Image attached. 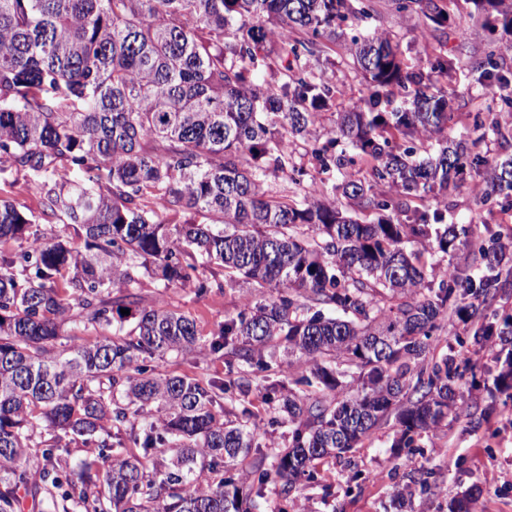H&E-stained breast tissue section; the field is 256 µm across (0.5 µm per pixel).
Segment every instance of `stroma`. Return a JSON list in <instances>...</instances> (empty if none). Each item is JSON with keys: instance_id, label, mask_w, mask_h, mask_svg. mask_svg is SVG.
Instances as JSON below:
<instances>
[{"instance_id": "obj_1", "label": "stroma", "mask_w": 512, "mask_h": 512, "mask_svg": "<svg viewBox=\"0 0 512 512\" xmlns=\"http://www.w3.org/2000/svg\"><path fill=\"white\" fill-rule=\"evenodd\" d=\"M370 2L377 12L375 27L399 41L406 67L428 73V56L412 21L394 10L392 0ZM460 23L467 29L466 38H459L453 28L440 35L446 51L463 45L479 53L491 44H512V37L503 31L491 33L473 27L465 16ZM341 31L331 61L323 69L341 87L343 94L336 107L344 110L358 102L365 90L346 49L354 33L353 23H344ZM448 90L455 98L449 138L457 139L471 131L475 117L487 119L501 112L500 90L486 86L476 76H454ZM448 221L507 228L512 226V212L482 203L474 192L464 190L449 193ZM202 273L210 284L205 295H196L191 287L164 288L148 278L140 294L144 302L194 317L202 336L210 337L225 318L241 310L249 286L223 287L224 273L215 266L203 268ZM154 367L160 372L205 378H220L225 372L223 361L206 352L185 357L169 355L155 360ZM498 371L491 354L481 356L478 386L471 397L459 402L457 419L446 428L422 433L412 454L395 457L397 425L392 420L382 424L363 448L330 462L315 480L304 482L296 494L299 512H397L391 504V492L410 485L418 468L431 471L432 477L429 488L415 489L412 512H448L449 501L471 489L479 495V512H512V401H506L495 389ZM474 418L481 421L476 430L470 426Z\"/></svg>"}]
</instances>
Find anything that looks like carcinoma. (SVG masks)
<instances>
[{"label": "carcinoma", "mask_w": 512, "mask_h": 512, "mask_svg": "<svg viewBox=\"0 0 512 512\" xmlns=\"http://www.w3.org/2000/svg\"><path fill=\"white\" fill-rule=\"evenodd\" d=\"M393 2L423 32L451 26L453 0ZM469 2L470 18L512 33V0ZM349 19L367 94L327 114L341 89L313 64ZM373 19L364 0H0V175L40 178L37 210L0 200V512L21 508L33 467L38 512H261L268 483L290 499L391 416L399 449L448 426L474 368L437 352L458 325L476 354L512 346V313L497 307L512 295V229L420 207L464 187L469 164L483 167L480 201L512 210V156L476 151L512 124L450 141L453 98L433 90L465 70L502 86L512 65L460 46L425 79ZM326 119L311 164L340 181L268 194L267 177L303 173L293 146ZM342 141L367 175L347 169ZM170 212L184 220L164 223ZM432 252L464 258L437 274ZM198 257L224 287L256 291L207 340L138 293L143 276L205 293ZM70 323L97 336L57 353ZM203 350L224 378L143 365ZM495 359L512 400V349ZM228 394L240 409H224ZM262 411L288 425L287 443L257 442ZM69 435L93 449L67 471ZM477 503L468 492L448 512Z\"/></svg>", "instance_id": "cac0c4a2"}]
</instances>
